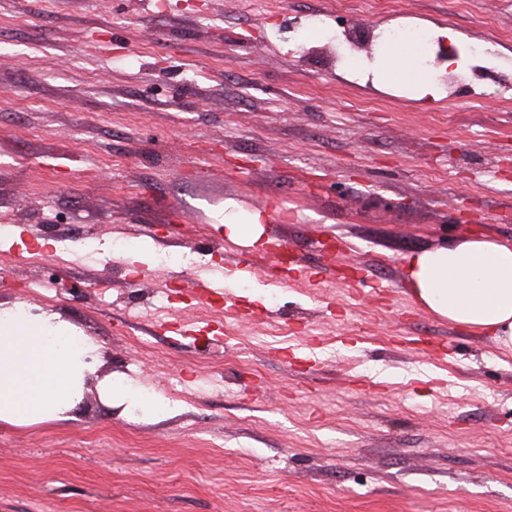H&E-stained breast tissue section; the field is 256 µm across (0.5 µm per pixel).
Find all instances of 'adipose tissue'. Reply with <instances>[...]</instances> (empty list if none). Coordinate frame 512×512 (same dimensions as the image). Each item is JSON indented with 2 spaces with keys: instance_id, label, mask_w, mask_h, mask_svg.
Segmentation results:
<instances>
[{
  "instance_id": "obj_1",
  "label": "adipose tissue",
  "mask_w": 512,
  "mask_h": 512,
  "mask_svg": "<svg viewBox=\"0 0 512 512\" xmlns=\"http://www.w3.org/2000/svg\"><path fill=\"white\" fill-rule=\"evenodd\" d=\"M432 31L395 29L385 40L381 74L425 100L442 96L429 62ZM407 284L415 302L435 317L493 337L512 352V241L462 236L410 254ZM98 346L61 314L35 313L17 303L0 307V421L65 420L82 394L88 358Z\"/></svg>"
}]
</instances>
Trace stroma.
<instances>
[{"instance_id": "35a3bbf8", "label": "stroma", "mask_w": 512, "mask_h": 512, "mask_svg": "<svg viewBox=\"0 0 512 512\" xmlns=\"http://www.w3.org/2000/svg\"><path fill=\"white\" fill-rule=\"evenodd\" d=\"M335 11L452 31L499 97L346 71L311 21ZM4 226L0 305L60 313L150 401L0 422V512H512V353L406 279L512 239V0H0ZM281 242L288 282L225 262Z\"/></svg>"}]
</instances>
